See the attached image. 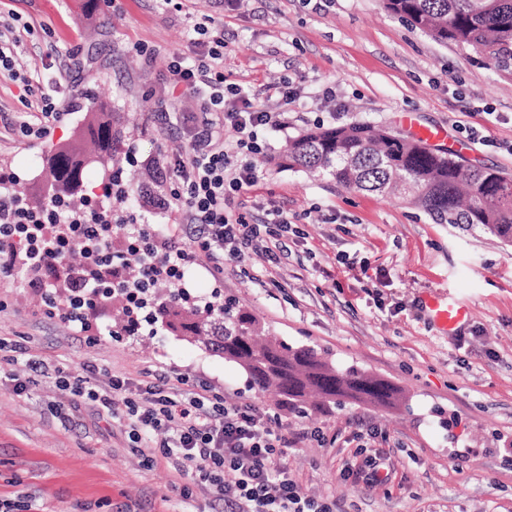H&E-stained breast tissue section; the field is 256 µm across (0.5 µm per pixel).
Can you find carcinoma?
Masks as SVG:
<instances>
[{
	"label": "carcinoma",
	"mask_w": 512,
	"mask_h": 512,
	"mask_svg": "<svg viewBox=\"0 0 512 512\" xmlns=\"http://www.w3.org/2000/svg\"><path fill=\"white\" fill-rule=\"evenodd\" d=\"M384 8L423 33L474 50L488 63L512 68V0H383ZM83 140L47 156L46 175L59 192L80 199L90 161L107 164L121 131L112 126V102L88 99ZM279 163L328 176L340 185L410 196L438 224L478 225L512 243V179L494 167H471L452 152L435 151L415 137L352 122L306 129L288 140ZM158 323L195 339L206 351L239 364L247 382L271 390L288 407L339 398L386 404L397 390L388 381L350 367L339 370L311 346L294 347L265 336L243 307L199 309L161 293Z\"/></svg>",
	"instance_id": "1"
}]
</instances>
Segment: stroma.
Returning a JSON list of instances; mask_svg holds the SVG:
<instances>
[{"instance_id":"stroma-1","label":"stroma","mask_w":512,"mask_h":512,"mask_svg":"<svg viewBox=\"0 0 512 512\" xmlns=\"http://www.w3.org/2000/svg\"><path fill=\"white\" fill-rule=\"evenodd\" d=\"M83 0H0V11L29 22L17 57L38 74L41 90L73 110L45 140L21 139L8 122L25 111L18 87L0 79V167L44 197L51 189L38 158L79 141L89 95L111 99L123 132L109 165L88 167V185L108 175L129 181L148 160H172L186 140L155 120L162 105L192 112L198 100L171 90L167 60L186 49L195 24L213 17L224 29L222 67L254 105L282 111L266 129L264 149L248 156L259 180L231 206L249 222L269 209L287 213L280 264L246 252L213 277L197 265L187 287L218 292L244 306L261 328L294 346L311 345L329 362L356 366L398 388L392 404L348 400L305 411L278 405L249 388L238 364L167 332H112V309L97 308L88 328L48 318L24 270L0 276V512H213L211 491L192 485L181 501L174 470L147 464L118 421L82 405L71 427L50 411L54 375L34 377L15 394L10 346L73 375L95 368L104 384L138 379L145 367L188 376L209 394L261 405L274 424L299 433L288 467L308 494L335 501L337 512H512V244L489 231L437 224L404 199L346 189L329 177L282 167L274 156L314 126L363 122L407 135L404 118L446 131L452 152L472 167L512 178V73L478 53L440 43L383 8L382 0H103L85 15ZM77 55L78 84L61 78L46 45ZM290 81L292 103L276 88ZM375 282L377 294L365 287ZM433 295H450L469 316L452 332L426 317ZM320 430L321 439L303 438ZM382 451L392 478L373 489L340 480L345 460Z\"/></svg>"}]
</instances>
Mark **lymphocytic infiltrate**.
<instances>
[{"instance_id":"obj_1","label":"lymphocytic infiltrate","mask_w":512,"mask_h":512,"mask_svg":"<svg viewBox=\"0 0 512 512\" xmlns=\"http://www.w3.org/2000/svg\"><path fill=\"white\" fill-rule=\"evenodd\" d=\"M30 29L25 22L0 31V76L36 104L34 115L22 112L13 118L14 129L25 138L45 139L69 110L41 94L33 75L16 67L15 48ZM194 31L190 51L173 52L167 69L172 87L197 94L203 106L198 112H157L159 123L183 131L189 143L167 169L181 192L152 201L158 213L181 210L190 247L113 211L111 200L128 194L120 181L78 206L62 193L35 203L19 188L15 172L0 168V274L13 275L17 257L25 256L40 273L31 285L42 291L52 286L58 270H65L69 304L58 312L64 321L83 320L87 308L110 295L123 306L125 331L135 335L156 322L158 288L181 284L191 264L203 259L220 273L248 250L264 251L272 264L280 260L263 242L287 226V215L274 208L268 222L248 224L232 217L226 203L258 181L255 167L238 163L237 155L259 153L260 130L278 125L281 115L255 107L239 84L226 82L218 68L223 30L212 33L198 24ZM228 130L235 135L230 146L224 141ZM55 373L61 392L56 418L68 422L69 409L81 399L94 402L124 421L132 442L150 449L152 462H166L181 476L197 475L224 512H336L335 503L304 492L295 482L287 461L295 437L287 428L272 427L270 415L255 403L213 400L190 390L188 378L174 384L157 370L151 380L136 385L115 377L103 386L61 366ZM339 476L373 488L386 483L389 472L384 455L374 453L344 462Z\"/></svg>"}]
</instances>
